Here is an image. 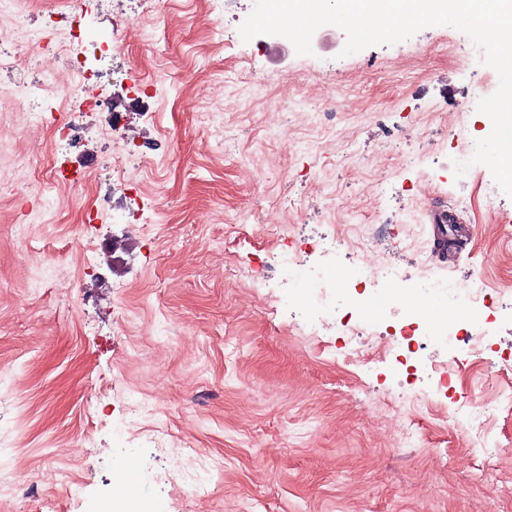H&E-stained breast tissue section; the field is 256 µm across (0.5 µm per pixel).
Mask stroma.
Wrapping results in <instances>:
<instances>
[{"instance_id": "1", "label": "stroma", "mask_w": 512, "mask_h": 512, "mask_svg": "<svg viewBox=\"0 0 512 512\" xmlns=\"http://www.w3.org/2000/svg\"><path fill=\"white\" fill-rule=\"evenodd\" d=\"M253 5L84 0V42L130 25L166 33L160 47L133 44L104 63L155 90L140 103L104 87L144 142L136 229L104 179L115 135L72 89L54 92L42 125L27 124L20 103L0 112V512H105L122 463L145 512H512V468L480 482L467 464V402L487 395V366L512 364V311L465 315L486 332L480 354L427 346L406 400L393 358L366 367L335 330L303 333L315 308L280 264L301 240L356 243L376 225L401 273L400 305L370 322L384 332L420 299L412 254L432 255L429 209L462 198L474 234L452 262L432 255L431 275L483 281L492 297L512 289V198L497 194L488 210L490 170L454 173L461 146L486 136L476 106L497 90L496 71L450 26L348 57L333 25L308 55L278 35L246 41ZM465 55L476 58L467 69ZM67 121L82 123V145L60 153ZM57 162L70 182H54ZM105 193L111 212L86 223ZM303 259L334 269L333 305L356 309L355 259ZM432 361L453 370L455 400ZM133 400L144 411L130 435Z\"/></svg>"}]
</instances>
